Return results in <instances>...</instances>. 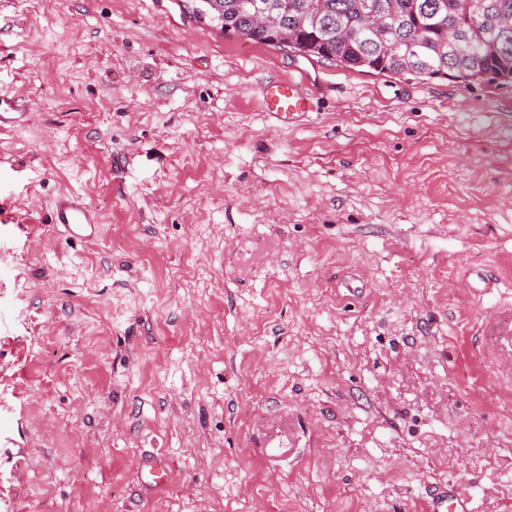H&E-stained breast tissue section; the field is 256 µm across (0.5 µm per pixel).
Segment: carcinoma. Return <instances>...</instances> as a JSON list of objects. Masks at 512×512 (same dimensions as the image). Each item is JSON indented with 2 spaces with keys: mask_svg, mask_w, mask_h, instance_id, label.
I'll return each mask as SVG.
<instances>
[{
  "mask_svg": "<svg viewBox=\"0 0 512 512\" xmlns=\"http://www.w3.org/2000/svg\"><path fill=\"white\" fill-rule=\"evenodd\" d=\"M226 36L286 49L367 73L410 76L421 81L497 82L512 85V0H200ZM483 6L460 39L448 44V27ZM385 16L374 32L363 29L366 6ZM257 13L278 19L266 30L254 23ZM295 44L277 40L279 32Z\"/></svg>",
  "mask_w": 512,
  "mask_h": 512,
  "instance_id": "1",
  "label": "carcinoma"
}]
</instances>
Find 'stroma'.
<instances>
[{"instance_id":"obj_1","label":"stroma","mask_w":512,"mask_h":512,"mask_svg":"<svg viewBox=\"0 0 512 512\" xmlns=\"http://www.w3.org/2000/svg\"><path fill=\"white\" fill-rule=\"evenodd\" d=\"M0 104V512H512V86L0 0ZM261 104L283 124H290L311 110V98L299 88L295 79H274L264 83ZM54 224H61L71 233L82 236L90 228L91 232L99 223L96 214L86 204L81 195L63 198L53 211ZM430 512H469L466 498L445 491L443 494L432 497L429 504Z\"/></svg>"}]
</instances>
